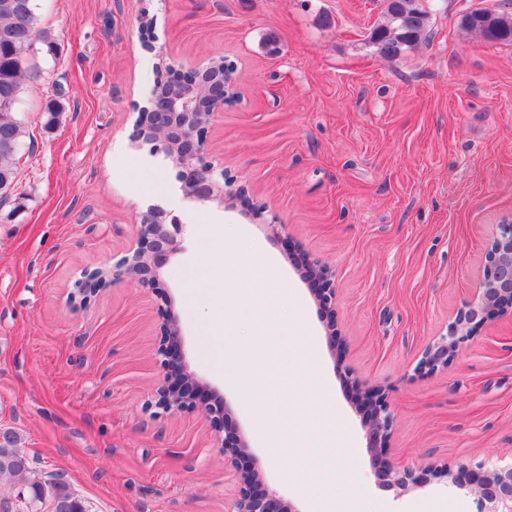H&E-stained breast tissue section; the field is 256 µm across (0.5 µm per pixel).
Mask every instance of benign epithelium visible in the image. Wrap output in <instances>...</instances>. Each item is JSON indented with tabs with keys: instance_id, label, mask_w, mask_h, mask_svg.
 Masks as SVG:
<instances>
[{
	"instance_id": "benign-epithelium-1",
	"label": "benign epithelium",
	"mask_w": 512,
	"mask_h": 512,
	"mask_svg": "<svg viewBox=\"0 0 512 512\" xmlns=\"http://www.w3.org/2000/svg\"><path fill=\"white\" fill-rule=\"evenodd\" d=\"M142 49L165 61L162 83L154 85L146 105H134L136 118L130 135L136 148L149 147L164 154L176 171L183 195L206 204H224V198H247V188L216 173L207 146L208 125L224 105L239 96L235 70L224 64V76L206 84L208 111H198L195 90L212 70L213 58L200 62H178L156 47V36L141 34ZM177 219L160 208L142 213L135 246L127 249L115 263L112 272L102 267L85 269L78 282V293L87 299L106 284L119 281L154 288L159 270L167 258L180 249ZM483 259L486 272L480 280L475 301L457 314L448 336L425 351L422 367L430 370L448 363L459 343L471 335L481 321L503 310H512V224H500L487 241ZM303 277L311 286L321 314L327 320L331 347H336V289L332 288V271L319 258L309 255L303 260ZM162 357V383L155 390V406L166 413L198 411L215 432L216 441L224 448V460L237 473L238 490L230 512H294L284 505L271 489L262 471L241 467V458L249 448L233 420L223 397L209 385L200 382L185 364L180 325L172 312L165 310L159 326ZM352 399L364 415L367 451L371 455L374 476L381 486L401 490L426 482V474L395 466L389 457L393 417L386 403L385 390L379 385L350 377L347 380ZM448 481L473 496L476 512H512V468L507 470H473L468 481L461 482L447 471Z\"/></svg>"
}]
</instances>
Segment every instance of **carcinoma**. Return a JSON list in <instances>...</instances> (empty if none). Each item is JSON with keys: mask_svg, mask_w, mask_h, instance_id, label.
Masks as SVG:
<instances>
[{"mask_svg": "<svg viewBox=\"0 0 512 512\" xmlns=\"http://www.w3.org/2000/svg\"><path fill=\"white\" fill-rule=\"evenodd\" d=\"M383 21L370 33L377 52L394 59L422 43L428 36L429 11L424 0H397L384 5ZM465 31L491 43H512V12L474 8L459 17ZM48 40L39 28L35 0H0V195H10L17 176V160L26 135L25 125L17 118V106L23 93L38 79L31 61L35 40ZM21 477L25 482L22 504L29 512H88L85 502L73 493L64 475L43 480L32 470L30 459L19 446L14 430H0V478Z\"/></svg>", "mask_w": 512, "mask_h": 512, "instance_id": "carcinoma-1", "label": "carcinoma"}]
</instances>
